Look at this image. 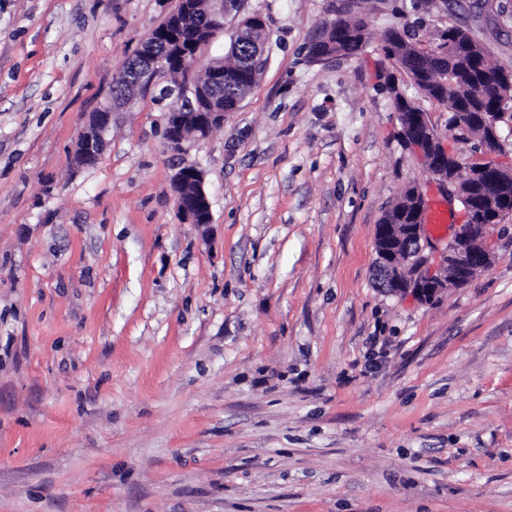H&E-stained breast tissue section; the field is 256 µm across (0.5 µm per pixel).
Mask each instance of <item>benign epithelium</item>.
<instances>
[{
  "instance_id": "7a95c632",
  "label": "benign epithelium",
  "mask_w": 512,
  "mask_h": 512,
  "mask_svg": "<svg viewBox=\"0 0 512 512\" xmlns=\"http://www.w3.org/2000/svg\"><path fill=\"white\" fill-rule=\"evenodd\" d=\"M212 12L198 20L193 0H185L181 13L171 18L177 30L186 27L196 32L194 51L210 42L224 30V16L237 0H210ZM172 45L153 40L140 47L141 65L135 68L136 80L152 85L167 70V56ZM224 85V73H216L206 90L192 89L211 103L209 112H189L182 106H172L167 113L165 139L177 152L184 150L185 124L195 126L196 138H205L214 125L224 122V99L217 87ZM122 96L113 94L105 107L92 113L81 133L75 154L80 166H89L98 160L105 144V135L112 121V112ZM415 134L409 147L420 157L448 195V202H459L465 223L455 225L448 241L440 245L429 240L425 233V215L428 202L423 191L415 186L406 207L391 206L388 218L377 225L376 258L373 278L378 288L393 293H411L420 300H430L450 288H461L479 270L487 269L494 259L488 229L512 216V167H504L487 158H468L447 146L428 113L413 117ZM512 126V114L495 113L489 127V139L506 148L500 137V126ZM178 197L177 212L185 224L212 222L211 202L203 186V175L197 168H180L172 179Z\"/></svg>"
}]
</instances>
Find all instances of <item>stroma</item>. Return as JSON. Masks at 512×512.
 Wrapping results in <instances>:
<instances>
[{
  "label": "stroma",
  "instance_id": "stroma-1",
  "mask_svg": "<svg viewBox=\"0 0 512 512\" xmlns=\"http://www.w3.org/2000/svg\"><path fill=\"white\" fill-rule=\"evenodd\" d=\"M346 0H238L186 74L266 23L237 111L184 152L139 90L74 153L178 0H0V512H512V218L424 302L375 287L404 189L382 36L470 29L512 65V0H355L353 57L307 47ZM199 168L208 224L171 178ZM135 86H137L135 82H122L121 75L118 73L113 81L112 92L116 90L120 94H126ZM112 92L101 112L92 113L87 127L79 137L75 159L80 166H90L93 162L95 163L104 147L105 135L112 121V112L117 105L122 103L117 100L123 99L115 92L112 95ZM131 92L135 91L131 90ZM197 181L198 192H183L180 188L184 183ZM174 193L178 197L177 212L182 223L208 224L212 221L211 202L203 186V175L200 170L190 166L180 168L172 179Z\"/></svg>",
  "mask_w": 512,
  "mask_h": 512
}]
</instances>
